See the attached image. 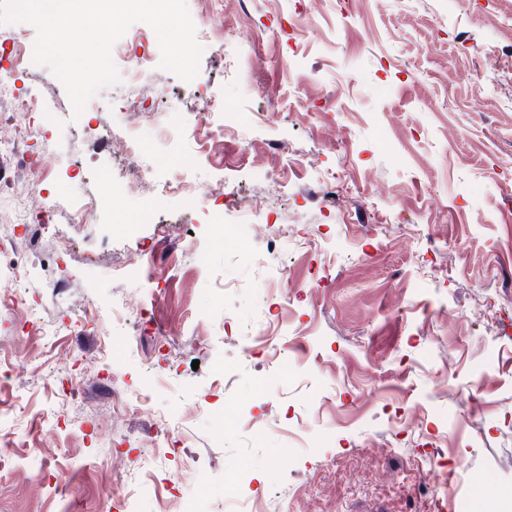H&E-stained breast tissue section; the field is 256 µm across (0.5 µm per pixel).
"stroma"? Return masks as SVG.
<instances>
[{
	"mask_svg": "<svg viewBox=\"0 0 512 512\" xmlns=\"http://www.w3.org/2000/svg\"><path fill=\"white\" fill-rule=\"evenodd\" d=\"M186 3L223 49L203 48L191 82L144 83L139 111L123 101L134 54L77 118L37 70L59 122L30 148L55 157L56 224L29 244L37 276L0 286L47 320L85 301L96 316L52 351L0 325L18 353L0 407L27 405L0 420L17 456L0 512H118L144 468L138 512H222L238 480L237 512H512V56L494 52L512 0ZM207 102L234 124L214 159L180 167L198 145L178 133L142 146L157 186H204L205 202L137 189L112 140ZM332 175L343 190L326 208L311 190ZM241 194L263 236L238 233ZM77 203L96 223H69ZM139 249L172 264L146 282L127 266ZM284 270L311 291L285 301ZM141 296L171 352L113 318ZM116 387L150 406L119 412Z\"/></svg>",
	"mask_w": 512,
	"mask_h": 512,
	"instance_id": "obj_1",
	"label": "stroma"
}]
</instances>
